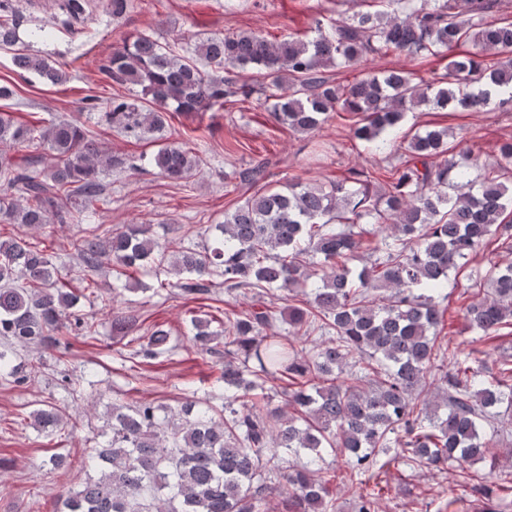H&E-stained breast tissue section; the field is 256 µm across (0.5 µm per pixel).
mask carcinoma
Returning <instances> with one entry per match:
<instances>
[{"mask_svg":"<svg viewBox=\"0 0 512 512\" xmlns=\"http://www.w3.org/2000/svg\"><path fill=\"white\" fill-rule=\"evenodd\" d=\"M363 2L367 10L347 17L315 11L311 36L280 42L241 30L197 37L179 54L151 30L139 31L102 70L140 86L141 96L112 98L105 116L113 131L142 141L164 131L171 111L201 116L254 97L292 133L312 134L348 112L356 117L353 137L371 143L422 105L512 112V20L488 19L499 0ZM19 25L9 0H0V42L14 43ZM391 52L443 55L448 64L430 80L392 69L335 84L321 73ZM13 66L21 78L67 79L61 65L34 54L15 55ZM221 69L238 74L220 76ZM34 141L47 147L50 162L8 153ZM0 145V223L76 225L73 247L91 274L109 260L118 280L166 269L176 280L158 287L194 299L221 286L227 294L309 297L307 308L277 310L265 301L226 311L220 332L210 330L216 317L192 316L195 343L224 339V387L213 395L222 409L193 397L162 416L148 400L112 405V438L82 461L100 474L69 489L60 512H260L272 495L282 497L285 512H332L338 475L324 468L323 454L337 450L350 468L354 512H380V475L393 463L445 469L487 461L495 471L501 407L512 410V361L489 377L475 344L512 325V262L467 272L464 260L492 241L512 253V139L500 143L478 182L471 170L479 159L448 146V129L406 133L399 164L350 170L327 183L270 186L224 212L211 245L170 256L141 225L100 235L83 224L107 201L103 169L137 171L140 160L173 183L187 182L203 165L197 150L167 137L137 160L105 152L76 122L51 119L36 128L10 112H0ZM380 179L384 191H372ZM73 197L82 207L69 205ZM366 235L375 259L355 266ZM313 256L323 258L318 270ZM462 273L474 297L463 313L480 332L466 353L437 336L448 311L442 290L449 275ZM67 285L44 248L0 238V337L11 344L0 349V377L21 385L41 372V360L18 359L17 345L49 348L64 328L95 333L75 313ZM315 328L327 340L309 353L294 336ZM112 329L127 336L138 330L137 317L116 315ZM170 339L155 325L136 355L171 351ZM356 355L364 367L349 373ZM272 381L285 383L280 404L268 391ZM30 419L39 431L54 429L63 409L43 403ZM466 488L476 501L491 496L485 476Z\"/></svg>","mask_w":512,"mask_h":512,"instance_id":"cac0c4a2","label":"carcinoma"}]
</instances>
